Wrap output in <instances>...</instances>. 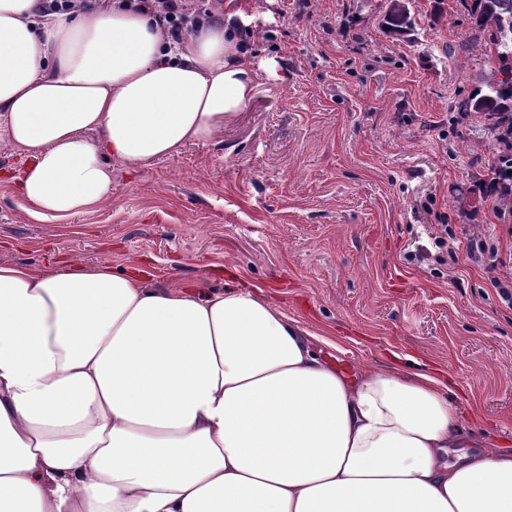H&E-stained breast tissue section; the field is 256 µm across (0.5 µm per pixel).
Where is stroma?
Segmentation results:
<instances>
[{"instance_id":"stroma-1","label":"stroma","mask_w":512,"mask_h":512,"mask_svg":"<svg viewBox=\"0 0 512 512\" xmlns=\"http://www.w3.org/2000/svg\"><path fill=\"white\" fill-rule=\"evenodd\" d=\"M384 0H244L230 20L257 72L237 117L146 169L112 165L108 201L32 217L0 181V263L42 269L105 260L154 285L224 270L335 340L321 357L349 379L370 368L447 375L466 439L512 451V226L475 193L496 146L459 106L493 70L448 57L471 23L459 0H411L392 38ZM448 245L436 248L438 225ZM482 237L488 253L469 252Z\"/></svg>"}]
</instances>
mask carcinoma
<instances>
[{
  "label": "carcinoma",
  "instance_id": "obj_1",
  "mask_svg": "<svg viewBox=\"0 0 512 512\" xmlns=\"http://www.w3.org/2000/svg\"><path fill=\"white\" fill-rule=\"evenodd\" d=\"M471 19V35L459 50H479L497 62L493 74L465 100L460 111L484 116L487 129L498 145L495 177L488 184L499 209L512 206V39L502 37L512 30V0H461ZM410 0H387V34L396 36L413 30Z\"/></svg>",
  "mask_w": 512,
  "mask_h": 512
}]
</instances>
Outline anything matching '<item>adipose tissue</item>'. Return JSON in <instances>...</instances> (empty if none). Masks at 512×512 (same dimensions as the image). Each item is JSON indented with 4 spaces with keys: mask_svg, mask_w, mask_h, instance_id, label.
Instances as JSON below:
<instances>
[{
    "mask_svg": "<svg viewBox=\"0 0 512 512\" xmlns=\"http://www.w3.org/2000/svg\"><path fill=\"white\" fill-rule=\"evenodd\" d=\"M0 0V145L28 212L112 194L248 101L236 32ZM257 287L0 264V512H512V453L463 451L441 373L349 382ZM459 449L448 462L449 449Z\"/></svg>",
    "mask_w": 512,
    "mask_h": 512,
    "instance_id": "ef3b65f1",
    "label": "adipose tissue"
}]
</instances>
